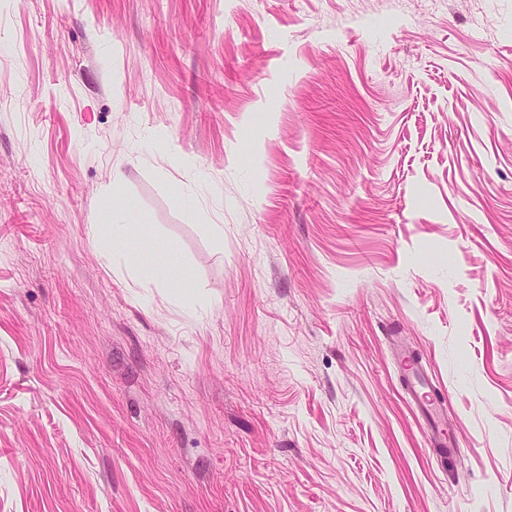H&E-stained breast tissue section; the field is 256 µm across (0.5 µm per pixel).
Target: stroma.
I'll use <instances>...</instances> for the list:
<instances>
[{
	"label": "stroma",
	"instance_id": "stroma-1",
	"mask_svg": "<svg viewBox=\"0 0 512 512\" xmlns=\"http://www.w3.org/2000/svg\"><path fill=\"white\" fill-rule=\"evenodd\" d=\"M0 512H512V0H0ZM397 359L407 372L405 390L422 423L428 447L441 459H448L460 451L456 433L448 429V398L436 393L414 356L401 346L397 348Z\"/></svg>",
	"mask_w": 512,
	"mask_h": 512
}]
</instances>
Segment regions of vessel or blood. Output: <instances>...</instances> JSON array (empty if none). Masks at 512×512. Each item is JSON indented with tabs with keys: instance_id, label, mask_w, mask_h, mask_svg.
<instances>
[{
	"instance_id": "1",
	"label": "vessel or blood",
	"mask_w": 512,
	"mask_h": 512,
	"mask_svg": "<svg viewBox=\"0 0 512 512\" xmlns=\"http://www.w3.org/2000/svg\"><path fill=\"white\" fill-rule=\"evenodd\" d=\"M397 359L407 373L405 390L422 423L428 447L443 459L458 453L459 439L448 427L447 398L437 394L427 374L406 349H398Z\"/></svg>"
}]
</instances>
